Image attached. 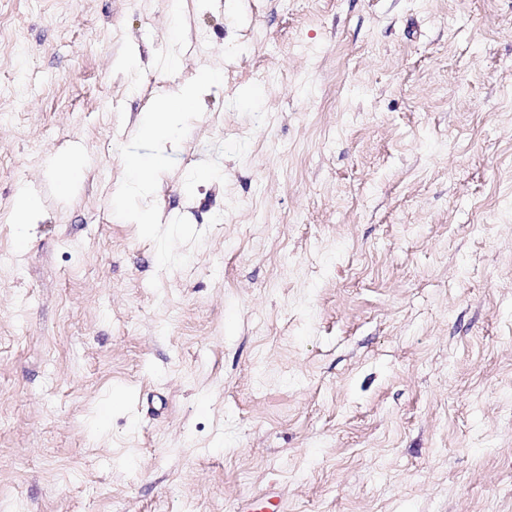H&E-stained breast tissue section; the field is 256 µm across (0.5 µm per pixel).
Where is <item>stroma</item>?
<instances>
[{
    "label": "stroma",
    "mask_w": 512,
    "mask_h": 512,
    "mask_svg": "<svg viewBox=\"0 0 512 512\" xmlns=\"http://www.w3.org/2000/svg\"><path fill=\"white\" fill-rule=\"evenodd\" d=\"M0 33V512H512V0H0ZM220 81H223L222 75L209 70L200 71L196 80L182 89L178 103L161 101L157 104L155 112H152V116L144 128V135L165 146L171 141V132L177 125L181 107L189 105L207 87ZM159 159L130 154L124 158V165L128 175L127 186L130 189H147L152 186L154 172ZM237 512H284L280 498L264 495L262 498L247 497L242 499Z\"/></svg>",
    "instance_id": "35a3bbf8"
}]
</instances>
